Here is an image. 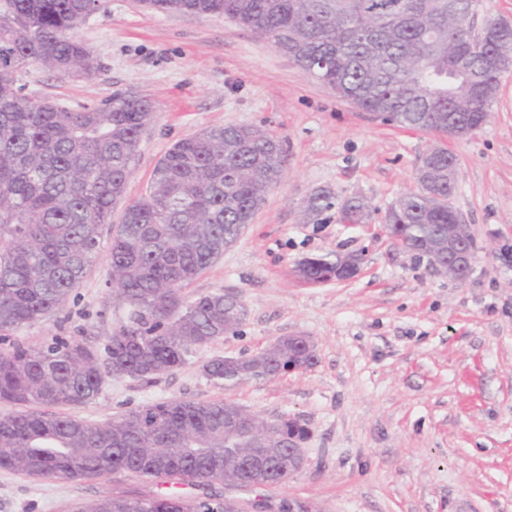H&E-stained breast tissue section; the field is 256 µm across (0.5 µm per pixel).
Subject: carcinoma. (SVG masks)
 <instances>
[{"label":"carcinoma","mask_w":512,"mask_h":512,"mask_svg":"<svg viewBox=\"0 0 512 512\" xmlns=\"http://www.w3.org/2000/svg\"><path fill=\"white\" fill-rule=\"evenodd\" d=\"M161 11L222 16L293 58L311 77L336 86L359 109L388 113L405 129L479 130L496 99L498 73L486 57L512 52V29L490 35L472 58L475 84L493 89L448 94V79L466 39L448 18V0H142ZM103 0H0V469L36 479H104L116 472L174 485L248 481L224 465V449L259 447L246 427L224 419L229 402L174 399L91 423L57 411L95 400L106 379L156 378L181 367L197 349L237 330L244 304L212 292L192 301L182 289L224 255V237L249 224L284 176L277 141L243 143L254 126L214 125L174 143L157 162L147 193L123 212L107 256L112 292L128 313L100 347L55 336L42 347L13 338L60 309L100 255L103 225L132 176L154 104L132 91L99 106L67 107L35 99L22 84L33 65L67 77L90 74L94 62L77 31ZM424 189L409 192L387 217L389 236L420 257L421 238L448 224V209L428 193L448 196L454 154L424 158ZM334 206L327 190L313 195L303 223ZM350 219L368 222L370 205L342 203ZM357 255L325 254L296 269L309 284L357 272ZM315 354L285 336L231 363L203 365L215 386L273 380ZM271 472L255 481L288 480V423L272 428ZM224 500L164 493L105 495L81 512H227Z\"/></svg>","instance_id":"1"}]
</instances>
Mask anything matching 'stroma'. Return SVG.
I'll use <instances>...</instances> for the list:
<instances>
[{
  "label": "stroma",
  "instance_id": "obj_1",
  "mask_svg": "<svg viewBox=\"0 0 512 512\" xmlns=\"http://www.w3.org/2000/svg\"><path fill=\"white\" fill-rule=\"evenodd\" d=\"M96 69L59 77L30 67L28 91L71 107L133 91L156 106L122 203L146 191L178 140L219 123L269 130L284 151V179L223 257L183 290L187 299L239 296L236 333L198 349L157 378H113L91 403L70 408L100 423L157 402L225 400L262 417L294 418L309 431L304 465L275 487L182 486L240 512H512V72L476 133L448 143L427 131L383 124L310 77L287 54L221 17L159 12L141 0H105L78 31ZM457 158L453 202L471 224L475 261L462 282L432 271L385 233V215L415 188L435 146ZM360 197L365 224L335 208L300 221L310 196ZM357 253L358 274L307 285L294 269L306 257ZM126 308L99 259L66 304L18 339L31 346L84 335L102 345ZM284 336H305L317 360L271 381L215 387L202 366L253 354ZM124 472L105 480L32 479L0 470V512H76L103 495L164 492Z\"/></svg>",
  "mask_w": 512,
  "mask_h": 512
}]
</instances>
